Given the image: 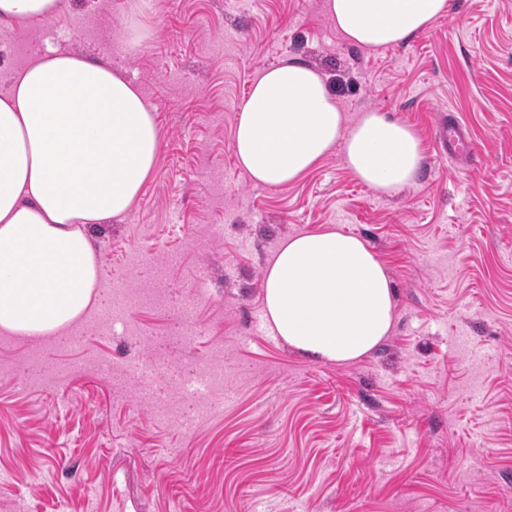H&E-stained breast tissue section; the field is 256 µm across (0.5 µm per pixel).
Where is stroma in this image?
Segmentation results:
<instances>
[{
  "mask_svg": "<svg viewBox=\"0 0 512 512\" xmlns=\"http://www.w3.org/2000/svg\"><path fill=\"white\" fill-rule=\"evenodd\" d=\"M450 2L375 51L343 37L326 0H67L0 27V87L65 49L133 82L160 136L130 210L87 229L139 304L79 351L0 338V512H512V0ZM291 59L327 76L349 121L372 110L415 129L413 185L379 194L339 148L282 188L248 178L239 107ZM446 113L481 163L441 151ZM327 225L363 239L394 289L393 329L350 363L250 330L272 253ZM190 297L183 340L170 331ZM218 343L226 400L203 411L158 414L138 379L93 368L142 362L171 394Z\"/></svg>",
  "mask_w": 512,
  "mask_h": 512,
  "instance_id": "stroma-1",
  "label": "stroma"
}]
</instances>
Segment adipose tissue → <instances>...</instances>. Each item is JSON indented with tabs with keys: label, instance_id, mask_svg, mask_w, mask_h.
<instances>
[{
	"label": "adipose tissue",
	"instance_id": "adipose-tissue-1",
	"mask_svg": "<svg viewBox=\"0 0 512 512\" xmlns=\"http://www.w3.org/2000/svg\"><path fill=\"white\" fill-rule=\"evenodd\" d=\"M354 45L407 42L447 15L448 0H329ZM159 133L138 88L106 64L50 50L0 93V330L64 334L91 305L98 263L87 227L125 215L151 176ZM239 167L257 184L294 183L336 146L381 194L412 185L424 162L405 122L367 112L354 126L326 77L299 61L264 69L239 109ZM266 318L288 345L344 363L391 331L394 290L358 236L328 227L285 239L264 283Z\"/></svg>",
	"mask_w": 512,
	"mask_h": 512
}]
</instances>
